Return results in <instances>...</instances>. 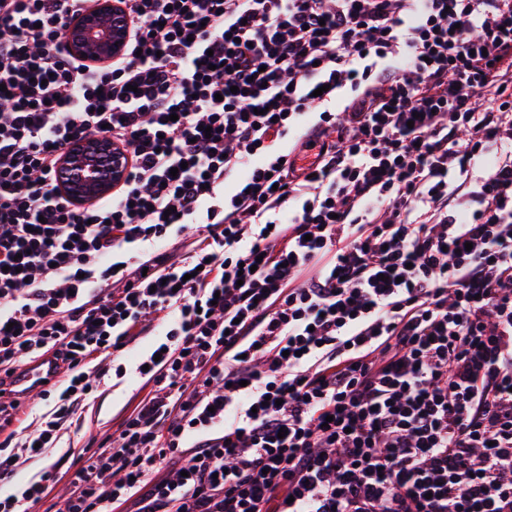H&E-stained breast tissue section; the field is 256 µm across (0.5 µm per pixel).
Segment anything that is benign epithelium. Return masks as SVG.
I'll use <instances>...</instances> for the list:
<instances>
[{
	"label": "benign epithelium",
	"mask_w": 512,
	"mask_h": 512,
	"mask_svg": "<svg viewBox=\"0 0 512 512\" xmlns=\"http://www.w3.org/2000/svg\"><path fill=\"white\" fill-rule=\"evenodd\" d=\"M119 14V6L112 0H105L96 14L81 17L71 45L72 51L101 63L106 57L120 53L127 41V30L117 20ZM61 165L75 174L74 180L60 185L61 194L73 201H82L104 192L122 183L127 174L122 154L112 150V146L103 139L72 144Z\"/></svg>",
	"instance_id": "obj_1"
}]
</instances>
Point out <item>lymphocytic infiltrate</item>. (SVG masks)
I'll use <instances>...</instances> for the list:
<instances>
[{
	"mask_svg": "<svg viewBox=\"0 0 512 512\" xmlns=\"http://www.w3.org/2000/svg\"><path fill=\"white\" fill-rule=\"evenodd\" d=\"M89 2L0 0V483L158 330L66 512H512V0H116L107 64ZM112 1L105 0L96 14L81 17L75 41L71 45L73 53L93 62L104 63L106 57L121 52L128 39L127 30L116 19L120 14L119 6ZM105 19H108V24L103 23ZM94 55H98V58H94ZM111 157V165L104 173L101 158ZM62 168L74 172L75 179L60 185L62 195L73 201L106 191L124 181L127 170L122 154L112 151V146L103 139H90L72 144L61 160ZM55 377H57V369L51 362L38 361L18 372L13 386L24 394L34 393L45 385L43 381L47 383ZM49 388V386H46L42 389ZM42 389L35 395H27L17 399L20 402L18 413L14 417L12 425L0 434V443L9 432L16 430L15 438L11 444L13 446L18 441V438L22 436L20 432L25 427L31 424L28 430L30 431L35 428L38 424L36 422L41 419V416L52 408L53 404L50 403L52 397L48 401L43 400L41 396Z\"/></svg>",
	"mask_w": 512,
	"mask_h": 512,
	"instance_id": "1",
	"label": "lymphocytic infiltrate"
}]
</instances>
